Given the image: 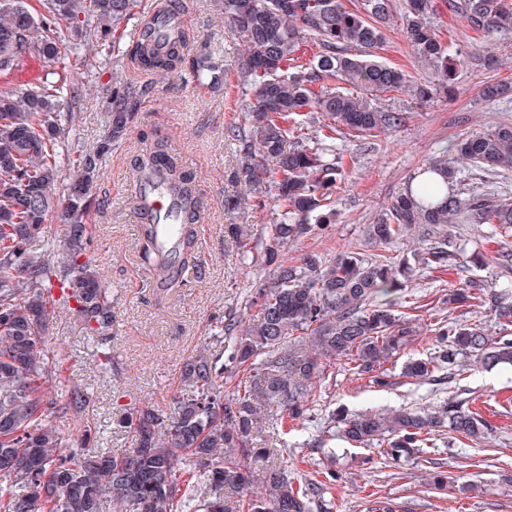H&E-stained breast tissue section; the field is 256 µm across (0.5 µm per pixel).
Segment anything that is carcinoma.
I'll list each match as a JSON object with an SVG mask.
<instances>
[{"instance_id":"carcinoma-1","label":"carcinoma","mask_w":512,"mask_h":512,"mask_svg":"<svg viewBox=\"0 0 512 512\" xmlns=\"http://www.w3.org/2000/svg\"><path fill=\"white\" fill-rule=\"evenodd\" d=\"M0 0V76L12 74L32 42L55 70L68 67L66 41L91 45L130 16L135 0ZM224 23L242 38L240 74L251 102L249 136L235 172L252 207H276L277 220L265 244L274 261L292 241L320 234L336 215V194L345 177L341 136L376 138L402 121L347 91L336 81L379 97L407 88L405 74L377 60L383 30L394 19L392 0H364L350 9L342 0H220ZM431 0H408L403 34L431 70L452 83L448 51L429 21ZM449 11L479 32L512 27V0H448ZM186 36L176 31L163 43L138 42L131 61L164 77L185 63ZM310 65H292L305 47ZM74 103L83 86L44 82L0 90V512H313L324 483H297L272 464L252 471L251 450L264 430L266 407H282L275 426L303 423L316 397L322 365L345 359L359 376L381 387L391 384L385 365L417 336L413 320L395 313L405 302L411 273H443L456 244L448 225L493 224L509 236L512 201L494 193L462 198L448 191L458 168L431 161L418 180L391 201L370 235L394 242L418 232L424 247L409 255L365 259L346 251L329 263L309 254L299 265L280 263L275 281L251 300L255 314L242 328L228 323L224 362L201 349L183 367L190 390L173 398L163 415L144 405L121 418L134 448H88L70 443L50 419L56 411L80 413L78 388L55 406L56 354L49 346V309L57 287L83 329L105 344L114 322L112 297L99 271L85 259L89 239L85 216L91 190L108 150L126 139L141 106L142 92L112 78L109 126L103 142L62 158L73 115L63 112V89ZM320 114L313 139L298 134L299 118ZM465 163L486 174L512 170V125H497L462 140ZM162 165L164 183L181 201L183 220L174 252L191 261L193 221L201 202L193 175L156 144L139 159V169ZM65 227L62 255L32 248L34 230L51 216ZM156 224L145 225L141 254L156 262ZM486 305L499 323L512 325V299L467 277L448 304ZM435 335L445 343L438 356L416 359L405 374L430 379L454 370L458 355L489 368L512 365V334L493 336L477 324L440 320ZM238 380L231 389L226 385ZM330 422L353 447L378 445L395 462L428 447L437 432L484 439L492 427L470 400L455 396L423 409L351 412L335 409Z\"/></svg>"}]
</instances>
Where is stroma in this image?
<instances>
[{
	"label": "stroma",
	"mask_w": 512,
	"mask_h": 512,
	"mask_svg": "<svg viewBox=\"0 0 512 512\" xmlns=\"http://www.w3.org/2000/svg\"><path fill=\"white\" fill-rule=\"evenodd\" d=\"M219 0H137L131 20L123 22L113 46L96 52L72 47L70 59L83 81V95L69 124L68 151L92 147L104 139L108 128L107 97L112 87V60L131 48L129 33L148 20L157 6L183 11L187 60L206 55L221 70L213 84L199 89L189 68L157 77L137 66H127L123 77L147 92L131 132L113 147L103 161L93 205L86 222L91 237L87 257L96 266L113 301L112 361L100 370L96 343L69 309L56 308L50 322L49 344L65 363L58 377L57 399H66L72 386H80L90 399L85 411L68 416L60 427L71 440L88 439L90 447L127 450L132 437L120 427L122 414L145 403L169 411L174 394L185 391L184 363L201 348L222 353L217 338L220 322L248 316L251 297L269 284L274 267L264 256L265 243L276 211L252 210L243 203L224 206L236 189L234 172L240 143L235 129L246 128L241 108L240 37L224 28ZM430 21L444 42L461 45L453 59L454 81L450 93H437L427 101L411 93L385 95L379 107L404 115L401 125L379 137L342 142L351 156L350 170L339 190L336 221L327 231L288 244L282 251L289 263L306 254L331 260L344 250H357L364 258L397 255L403 242L380 244L367 238L369 225L377 223L394 197L405 192L427 159L447 150L450 141L498 124H512V90L497 98L485 97L493 85L512 87V30L482 35L464 19L449 12L444 0H433ZM395 20L384 35L378 55L411 80L427 79L424 62L405 41L402 17L407 0H395ZM479 49L496 56L492 70L473 67L469 55ZM196 175L202 221L193 225L194 254L171 287H160L152 267L139 255L142 224L133 206L138 160L154 143ZM240 224L248 232L238 242L229 231ZM451 233L461 257L479 251L492 257L503 245L490 225L455 224ZM459 284L455 270L430 280L411 276L407 292L418 324V335L386 369L392 384L373 385L352 375L344 361L333 360L317 386L309 421L289 432L275 431L263 447L280 450L294 480L323 479L335 470L338 479L326 490L327 512H369L370 500L389 497L397 512H512V369H464L443 384L403 376L402 367L412 358L433 356L439 349L432 326L448 317L502 333L494 312L486 307H451L443 302ZM467 390L477 410L495 431L485 441H447L437 438L434 447L421 449L408 461L396 464L382 448H353L336 439L317 447L332 411L339 405L352 409L375 407L395 410L415 403L434 405Z\"/></svg>",
	"instance_id": "stroma-1"
}]
</instances>
